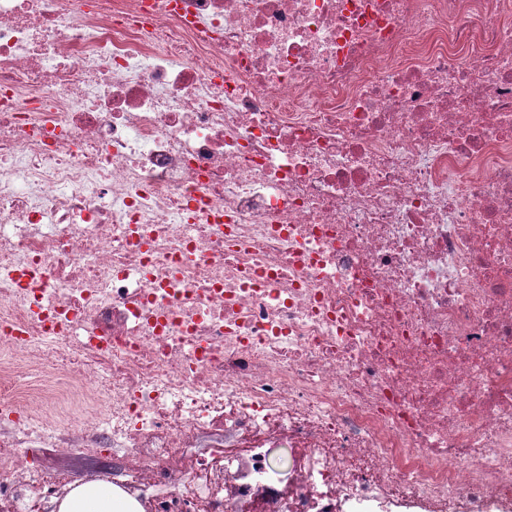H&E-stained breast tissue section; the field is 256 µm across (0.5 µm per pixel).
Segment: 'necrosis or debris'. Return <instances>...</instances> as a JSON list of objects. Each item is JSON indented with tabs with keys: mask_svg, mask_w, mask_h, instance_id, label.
I'll return each mask as SVG.
<instances>
[{
	"mask_svg": "<svg viewBox=\"0 0 512 512\" xmlns=\"http://www.w3.org/2000/svg\"><path fill=\"white\" fill-rule=\"evenodd\" d=\"M512 512V0H0V512ZM69 471L75 487L57 506V512H139L137 504L127 498L116 496L112 490V460L102 468L101 463L84 455L73 453L59 461ZM102 480L106 482H89ZM89 482V483H87ZM110 482V483H107Z\"/></svg>",
	"mask_w": 512,
	"mask_h": 512,
	"instance_id": "necrosis-or-debris-1",
	"label": "necrosis or debris"
}]
</instances>
